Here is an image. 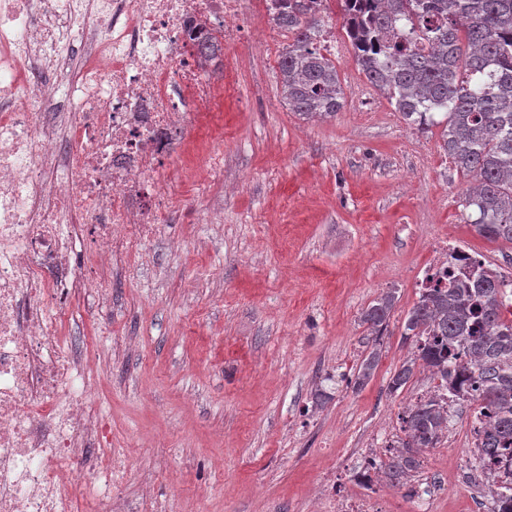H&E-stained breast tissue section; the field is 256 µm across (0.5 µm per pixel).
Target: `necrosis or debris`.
I'll list each match as a JSON object with an SVG mask.
<instances>
[{"label":"necrosis or debris","instance_id":"4bbe7bcc","mask_svg":"<svg viewBox=\"0 0 512 512\" xmlns=\"http://www.w3.org/2000/svg\"><path fill=\"white\" fill-rule=\"evenodd\" d=\"M274 0H0V512L112 504L99 367L63 330L77 296L135 273L165 223V161L205 130L230 46ZM95 456H88V449Z\"/></svg>","mask_w":512,"mask_h":512}]
</instances>
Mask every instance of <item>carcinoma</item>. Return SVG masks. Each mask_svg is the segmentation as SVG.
Instances as JSON below:
<instances>
[{"label": "carcinoma", "instance_id": "cac0c4a2", "mask_svg": "<svg viewBox=\"0 0 512 512\" xmlns=\"http://www.w3.org/2000/svg\"><path fill=\"white\" fill-rule=\"evenodd\" d=\"M355 60L367 80L410 126H442V149L476 185L465 195L467 224L489 240L512 242V0H334ZM274 24L291 34L281 57L288 107L308 119L334 118L345 92L317 38L328 8L316 0H280ZM395 302L388 291L362 314L376 334ZM414 357L390 379L396 392L417 366L476 388V419L494 414L481 441L479 465L512 461V280L480 262L468 272L421 290L404 323ZM379 359L372 348L354 385L370 380ZM400 450L381 463L399 484L421 465L448 430V412L419 400L399 417Z\"/></svg>", "mask_w": 512, "mask_h": 512}]
</instances>
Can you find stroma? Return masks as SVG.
Wrapping results in <instances>:
<instances>
[{
    "label": "stroma",
    "instance_id": "obj_1",
    "mask_svg": "<svg viewBox=\"0 0 512 512\" xmlns=\"http://www.w3.org/2000/svg\"><path fill=\"white\" fill-rule=\"evenodd\" d=\"M226 51L234 75L211 138L190 133L171 169L223 164L204 194L167 185L168 219L147 264L117 281L94 319L108 365L99 409L112 424V497L122 512H328L349 493L382 497L385 512H492L465 436L477 405L451 423L410 483L391 496L357 483L372 449L396 435L404 407L426 388L417 372L389 381L413 345L405 318L446 240L512 277V243L465 224L469 181L441 148V129L396 115L352 52L335 57L345 101L336 118L305 120L281 92L278 66L252 54L273 26L244 16ZM396 300L383 336L363 311ZM371 379L350 378L371 349ZM427 487L429 498L413 493Z\"/></svg>",
    "mask_w": 512,
    "mask_h": 512
}]
</instances>
